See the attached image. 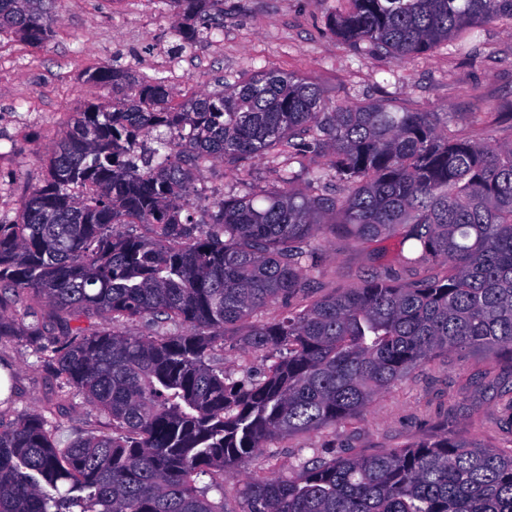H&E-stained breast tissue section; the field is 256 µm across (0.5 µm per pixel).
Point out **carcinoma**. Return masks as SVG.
I'll return each mask as SVG.
<instances>
[{
  "mask_svg": "<svg viewBox=\"0 0 512 512\" xmlns=\"http://www.w3.org/2000/svg\"><path fill=\"white\" fill-rule=\"evenodd\" d=\"M52 2L0 0V32L41 45ZM174 2L180 46L224 28V0ZM500 17L512 0H343L327 24L362 57L398 62L464 49ZM85 78L112 96L76 113L48 177L0 217V291L40 296L55 315L1 314L0 342L29 338L64 397L107 425L63 443L54 404L0 419V512H224L217 475L359 417L412 369L450 351L512 365V140L468 136L481 116L334 103L271 69L178 109L162 78ZM307 152L324 166L293 170ZM278 159L283 189L226 196L211 223H193L197 167ZM328 226L357 243L401 235L406 271L424 275L372 269L303 304ZM272 305L280 317L252 321ZM129 320L151 335L117 329ZM239 328L273 362L235 379L217 356ZM237 496L242 512H512V454L445 427L373 456L316 455Z\"/></svg>",
  "mask_w": 512,
  "mask_h": 512,
  "instance_id": "1",
  "label": "carcinoma"
}]
</instances>
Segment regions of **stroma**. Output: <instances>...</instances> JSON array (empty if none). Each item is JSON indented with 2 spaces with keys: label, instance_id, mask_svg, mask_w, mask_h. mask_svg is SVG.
Instances as JSON below:
<instances>
[{
  "label": "stroma",
  "instance_id": "35a3bbf8",
  "mask_svg": "<svg viewBox=\"0 0 512 512\" xmlns=\"http://www.w3.org/2000/svg\"><path fill=\"white\" fill-rule=\"evenodd\" d=\"M338 6V0H224L223 32L184 49L174 34L173 0H54L53 34L43 45L0 35V216L14 217L22 197L43 181L73 113L106 98V89L84 79L95 68L162 78L178 100L265 68L309 78L337 103L396 98L425 112H512V19L478 28L468 51L442 46L397 64L360 59L333 36L326 22ZM196 186L202 194L193 221L207 224L225 196L278 189L280 166L206 164ZM320 244L315 296L359 285L373 266L395 280L407 277L400 237L357 243L327 229ZM3 367L14 376V411L42 409L60 391L27 341L0 343ZM511 403L512 367L476 353L440 356L380 394L362 416L262 449L258 460L227 478L225 508L240 512L234 489L257 467L285 473L316 454L371 456L449 424L463 438L512 453V428L503 421ZM56 420L63 441L105 423L79 396Z\"/></svg>",
  "mask_w": 512,
  "mask_h": 512
}]
</instances>
